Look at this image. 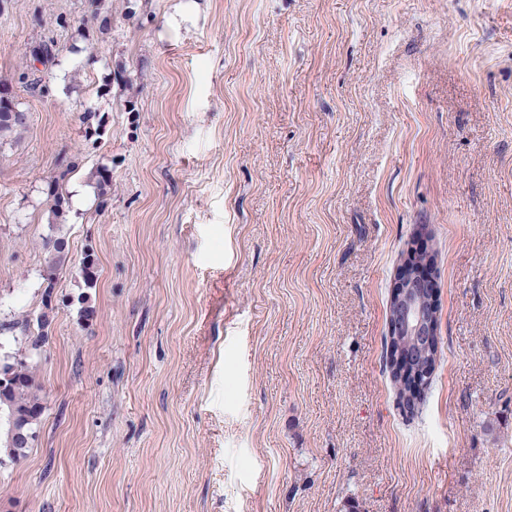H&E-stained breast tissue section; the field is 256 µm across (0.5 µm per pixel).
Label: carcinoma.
<instances>
[{
  "instance_id": "cac0c4a2",
  "label": "carcinoma",
  "mask_w": 512,
  "mask_h": 512,
  "mask_svg": "<svg viewBox=\"0 0 512 512\" xmlns=\"http://www.w3.org/2000/svg\"><path fill=\"white\" fill-rule=\"evenodd\" d=\"M92 20L97 24L98 32L106 34L112 29V12L108 0H94ZM84 125L85 140L93 137H101L104 134L105 123L100 113L86 110L81 116ZM28 125L27 113L12 104L7 111L0 110V146L18 142L21 140ZM73 166H67V170L50 180L45 189V201L51 214V228L59 229L66 222V198L62 189V181L67 171ZM90 178L94 179L97 196L100 205H105L107 196L111 194L112 178L106 167H100L91 172ZM68 243L64 236L59 235L53 240L54 254L49 258L42 270L41 277L46 283L45 298H50L55 285L59 267L66 259ZM79 273L86 287L91 288L96 283V262L94 255L85 254L80 265ZM49 323L37 322V334L27 338V345L22 351L14 353L7 361L0 360V415L6 418V429L0 435V464L10 461L17 462L26 457L30 447H17L10 442L9 433L14 415H24L29 419L28 426L38 430L41 410L44 408V396L42 387L36 382L29 359L35 351L42 348L48 340ZM385 361L394 383L398 385V395L403 398H411L413 393L410 386L403 380L399 372L397 359L411 357L416 364L414 372L418 373L424 381V386H429L432 373L435 370L439 358V341H431L428 344H415L406 340L403 336L386 337Z\"/></svg>"
}]
</instances>
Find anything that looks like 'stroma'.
<instances>
[{
    "label": "stroma",
    "instance_id": "stroma-1",
    "mask_svg": "<svg viewBox=\"0 0 512 512\" xmlns=\"http://www.w3.org/2000/svg\"><path fill=\"white\" fill-rule=\"evenodd\" d=\"M90 20L0 12L29 116L0 147L2 354L42 309L43 188L83 152L0 512H512V0H112L92 44ZM422 226L441 352L407 412L386 306Z\"/></svg>",
    "mask_w": 512,
    "mask_h": 512
}]
</instances>
